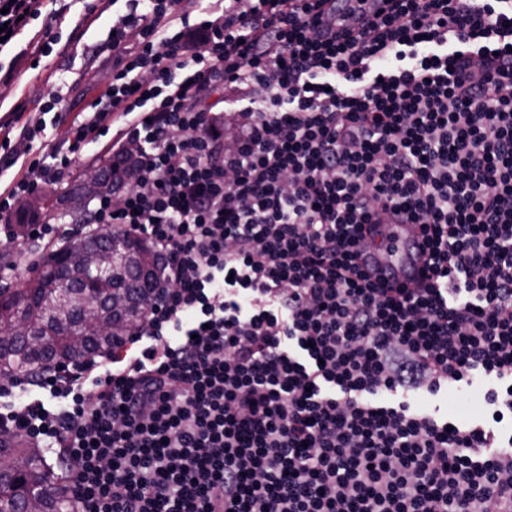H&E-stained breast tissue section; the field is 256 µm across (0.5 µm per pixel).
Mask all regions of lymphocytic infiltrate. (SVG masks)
<instances>
[{
  "mask_svg": "<svg viewBox=\"0 0 512 512\" xmlns=\"http://www.w3.org/2000/svg\"><path fill=\"white\" fill-rule=\"evenodd\" d=\"M128 2L67 148L38 146L58 94L15 107L0 219L101 144L122 204L13 225L7 264L109 224L167 286L109 352L0 376V436L55 453L73 512H512V0ZM61 16L0 0V82ZM379 224L421 226L429 281L366 279ZM478 376L491 422L409 402Z\"/></svg>",
  "mask_w": 512,
  "mask_h": 512,
  "instance_id": "obj_1",
  "label": "lymphocytic infiltrate"
}]
</instances>
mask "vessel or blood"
Returning a JSON list of instances; mask_svg holds the SVG:
<instances>
[{
  "instance_id": "obj_1",
  "label": "vessel or blood",
  "mask_w": 512,
  "mask_h": 512,
  "mask_svg": "<svg viewBox=\"0 0 512 512\" xmlns=\"http://www.w3.org/2000/svg\"><path fill=\"white\" fill-rule=\"evenodd\" d=\"M391 254L374 250L359 260L380 281L415 288L423 281L422 266L417 253L422 242L421 231L415 224H390L385 229Z\"/></svg>"
}]
</instances>
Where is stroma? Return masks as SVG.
Wrapping results in <instances>:
<instances>
[{"label":"stroma","instance_id":"35a3bbf8","mask_svg":"<svg viewBox=\"0 0 512 512\" xmlns=\"http://www.w3.org/2000/svg\"><path fill=\"white\" fill-rule=\"evenodd\" d=\"M65 11L61 41L53 54L42 59L39 68L20 65L11 84L0 83V116L18 103L34 109L41 99L62 90V119L49 139L60 146L68 138L72 118L106 89L112 65V51L106 46L113 21L127 11L125 0H58ZM484 388L476 383L442 392L437 401L442 412L462 423L481 422L485 415Z\"/></svg>","mask_w":512,"mask_h":512}]
</instances>
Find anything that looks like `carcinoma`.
Listing matches in <instances>:
<instances>
[{"label":"carcinoma","mask_w":512,"mask_h":512,"mask_svg":"<svg viewBox=\"0 0 512 512\" xmlns=\"http://www.w3.org/2000/svg\"><path fill=\"white\" fill-rule=\"evenodd\" d=\"M92 167L102 171L103 181L95 186L86 183L57 198L66 212L79 215L93 198L129 186L128 178L112 174V160L105 159ZM86 260L81 266L60 261L65 247L48 253L33 270L25 287L0 288V332L15 324V310H22L36 319L31 338L14 341L0 335V375L43 370L52 365H66L74 358L69 335L82 331L79 314L83 307L96 308L99 330L83 335L82 350L86 353L106 350L119 336L137 326L144 317L139 307L157 286L161 257L141 238L129 234L124 258L109 271L101 284L111 289L116 301L102 299L103 293L88 282L98 261L94 235L83 238ZM65 476L43 465L36 448H20L9 442L6 455L0 458V497L17 502L25 498L27 489L42 490L43 512H71V504L60 483Z\"/></svg>","instance_id":"obj_1"}]
</instances>
